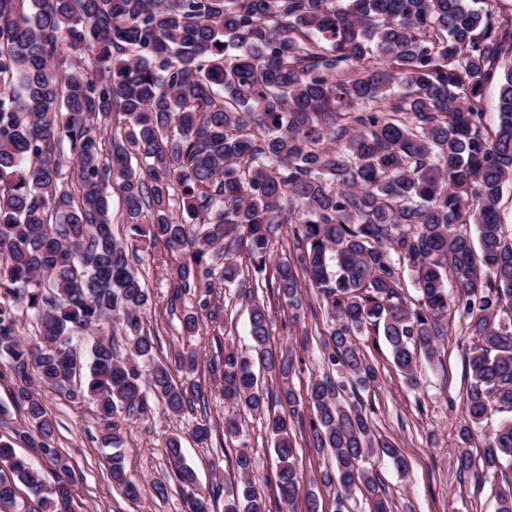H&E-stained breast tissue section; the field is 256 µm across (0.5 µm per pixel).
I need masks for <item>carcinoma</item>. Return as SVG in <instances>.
Wrapping results in <instances>:
<instances>
[{
    "mask_svg": "<svg viewBox=\"0 0 512 512\" xmlns=\"http://www.w3.org/2000/svg\"><path fill=\"white\" fill-rule=\"evenodd\" d=\"M493 80L490 131L484 91ZM511 180L512 13L497 0H0V362L25 417L17 436L61 473L46 484L0 438V512H72V466L35 383L93 404L112 444L113 419L149 416L151 392L176 415L205 401L199 385L177 384L154 360L141 321L145 279L129 262L145 238L178 257L172 298L203 296L212 321L223 310L208 296L237 281L235 255L272 271V283L244 291L250 300L275 286L297 309L309 283L332 326L323 360L355 393L378 379L357 337L383 335L414 386L420 360L435 358L447 335L448 313L459 314L477 338L459 431L467 444L494 406L512 410V236L501 218ZM281 224L299 225L293 258L271 250ZM221 243L220 267L209 259ZM21 311L37 327L31 343L18 334ZM249 321L253 353L227 347L210 369L225 400L266 416L291 504L300 481L292 354L270 343L264 304ZM114 323L148 374L118 359L106 336L74 365L72 333ZM270 376L281 383L274 396ZM344 389L328 375L306 389L314 448L332 455L324 481L336 489L335 512L357 491L373 512H391L364 461L383 455L401 472L407 461ZM241 435L239 415L225 417L224 439ZM163 447L190 512H210L179 438ZM481 460L493 473L512 463V419ZM237 467L224 512H266L250 457ZM110 474L139 496L121 455ZM20 484L37 507L18 501Z\"/></svg>",
    "mask_w": 512,
    "mask_h": 512,
    "instance_id": "cac0c4a2",
    "label": "carcinoma"
}]
</instances>
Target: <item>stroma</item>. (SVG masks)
I'll return each mask as SVG.
<instances>
[{"label": "stroma", "instance_id": "stroma-1", "mask_svg": "<svg viewBox=\"0 0 512 512\" xmlns=\"http://www.w3.org/2000/svg\"><path fill=\"white\" fill-rule=\"evenodd\" d=\"M145 278L149 302L142 320L152 335L158 336L157 360L174 362L178 353L195 350L199 364L193 374L174 371L177 381L193 378L204 387L208 398L205 413L170 415L161 402L145 419H123L119 422L118 447L104 445L100 432L103 424L89 403H75L56 391L39 387L38 393L55 420L56 446L73 464L76 479L74 512H186V504L172 476V466L162 446L165 436L173 434L182 440L186 461L199 477L203 495H214L213 512H224L225 479L236 470L235 457L240 452L250 455L266 494L269 512H305L309 501H316L319 512H334L330 488L322 483L329 470V454L317 451L306 439L296 447L297 466L302 479L294 503L280 499L277 484V459L264 417L244 414L243 442L225 443L224 418L232 407L221 395L220 375L210 371L213 356L223 354L225 347L250 351L247 300L236 288H217L212 301L223 304L222 319L208 323L200 335L187 336L182 320L198 312L194 300H173L166 273L168 253L164 246L142 241L132 260ZM259 301L269 307L270 340L278 347L290 348L294 365L290 376L293 390L300 398L298 409L303 418L311 411L305 398L310 381L324 373L319 358V345L330 327L320 309V301L312 289H303L302 306L293 311L280 304L276 296L259 294ZM472 344L463 318L448 320V334L439 344L437 356L421 361L417 386H410L394 368L390 350L383 337L368 335L358 345L378 371L375 388L363 392L368 415L375 430L388 437L410 463L406 473H398L388 460L376 461L378 471L390 497L394 512H495V494L503 485L493 474H460L453 465L458 450V429L464 422L463 398L467 385L466 353ZM208 424L211 438L197 442V424ZM121 452L130 477L142 486L140 497L127 496L123 487L112 482V455ZM168 488L167 498H157L154 482Z\"/></svg>", "mask_w": 512, "mask_h": 512}]
</instances>
